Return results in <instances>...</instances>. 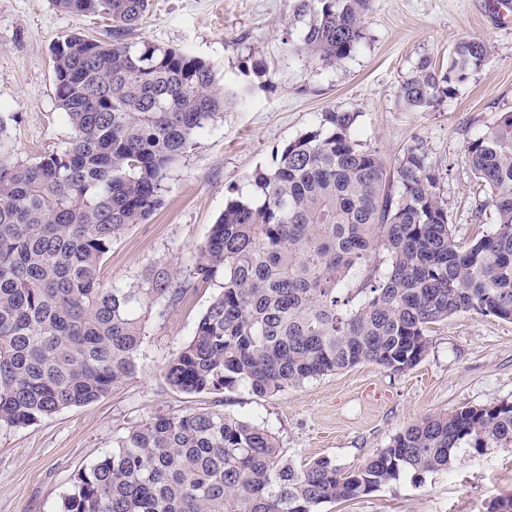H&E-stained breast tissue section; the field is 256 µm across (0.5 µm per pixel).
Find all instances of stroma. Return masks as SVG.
<instances>
[{"mask_svg":"<svg viewBox=\"0 0 512 512\" xmlns=\"http://www.w3.org/2000/svg\"><path fill=\"white\" fill-rule=\"evenodd\" d=\"M295 0H152L132 40L195 55L221 82L247 86L242 102L199 133L165 182L161 205L112 242L101 265L105 287H129L153 271L186 267L231 196H250L251 174L272 166L276 147L318 124L322 113L359 112V140L394 164L419 143L440 176L457 236L491 230L493 210L473 211L482 191L464 159L468 138L512 112V0H373L366 38L336 66L322 68L292 52ZM101 36L104 23L57 11L49 0H0V113L19 159L64 149L72 130L55 96L50 46L72 32ZM479 38L487 62L456 95L427 112L407 110L399 85L415 62L445 65L460 40ZM269 67L264 85L248 86L247 57ZM223 276L190 287L163 317H149L140 371L96 402L41 421L0 428V512H60L73 476L111 449L115 437L157 414L220 409L276 434L294 466L331 458L361 467L397 433L422 419L463 407L512 401V322L462 312L433 325L429 347L412 369L396 373L371 362L337 371L273 396L246 388L189 395L160 375L191 336ZM512 492V448L459 454L446 472H411L319 512H488Z\"/></svg>","mask_w":512,"mask_h":512,"instance_id":"stroma-1","label":"stroma"}]
</instances>
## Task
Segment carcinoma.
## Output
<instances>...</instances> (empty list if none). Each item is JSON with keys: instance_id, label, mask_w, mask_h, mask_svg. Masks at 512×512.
Listing matches in <instances>:
<instances>
[{"instance_id": "carcinoma-1", "label": "carcinoma", "mask_w": 512, "mask_h": 512, "mask_svg": "<svg viewBox=\"0 0 512 512\" xmlns=\"http://www.w3.org/2000/svg\"><path fill=\"white\" fill-rule=\"evenodd\" d=\"M111 21L102 38L70 33L50 48L57 102L72 129L60 152L18 159L0 117V427L87 405L140 369L144 320L224 272L223 291L164 365L187 393L258 396L362 362L393 372L427 351L430 325L473 312L512 320V112L464 146L495 227L457 239L439 173L421 144L392 166L358 140L359 113L333 110L250 176L186 270L106 288L112 241L160 205L194 138L242 99L186 52L131 42L150 0H51ZM373 0H297V52L323 67L365 39ZM485 42L456 43L448 64L421 58L399 98L426 112L485 64ZM259 81L266 63L250 57ZM512 447V402L463 407L397 434L360 468L283 461L269 430L222 410L156 415L78 472L62 512H317L379 490L403 471H448L458 451Z\"/></svg>"}]
</instances>
